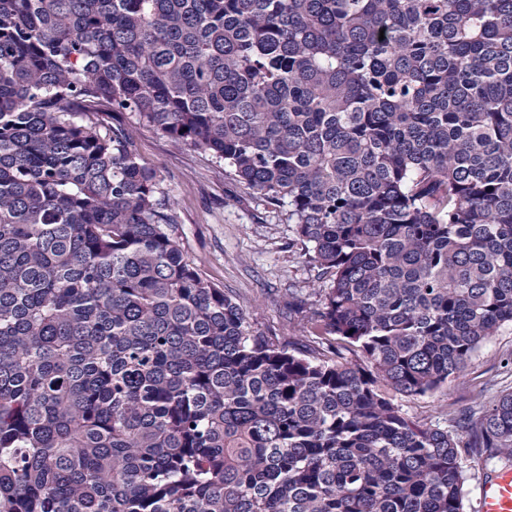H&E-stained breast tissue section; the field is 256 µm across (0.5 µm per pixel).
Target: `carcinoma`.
I'll list each match as a JSON object with an SVG mask.
<instances>
[{
    "mask_svg": "<svg viewBox=\"0 0 512 512\" xmlns=\"http://www.w3.org/2000/svg\"><path fill=\"white\" fill-rule=\"evenodd\" d=\"M127 115L288 207L326 352L199 275ZM507 323L512 0H0V512H464L512 393L388 389Z\"/></svg>",
    "mask_w": 512,
    "mask_h": 512,
    "instance_id": "cac0c4a2",
    "label": "carcinoma"
}]
</instances>
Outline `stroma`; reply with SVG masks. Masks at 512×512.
Returning a JSON list of instances; mask_svg holds the SVG:
<instances>
[{
	"instance_id": "35a3bbf8",
	"label": "stroma",
	"mask_w": 512,
	"mask_h": 512,
	"mask_svg": "<svg viewBox=\"0 0 512 512\" xmlns=\"http://www.w3.org/2000/svg\"><path fill=\"white\" fill-rule=\"evenodd\" d=\"M137 155L158 169L160 189L176 202L171 234L198 273L246 309L253 328L313 354L323 348L312 320L321 298L312 283L288 211L271 208L241 186L223 160L175 146L147 127H137ZM512 392V325L472 356L463 377L422 397L394 394L409 418L446 429L463 412H483Z\"/></svg>"
}]
</instances>
